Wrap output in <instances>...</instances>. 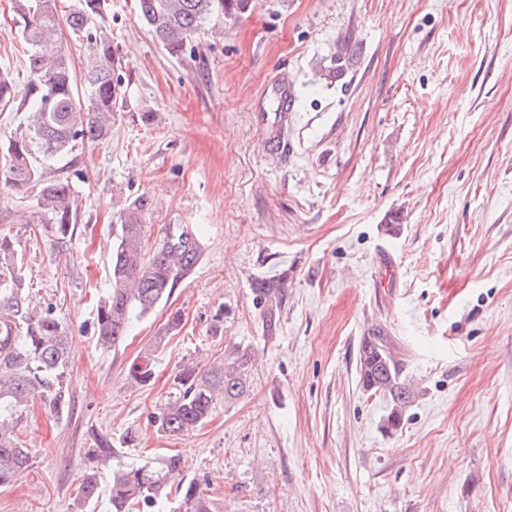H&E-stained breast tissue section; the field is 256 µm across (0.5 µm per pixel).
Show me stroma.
Returning a JSON list of instances; mask_svg holds the SVG:
<instances>
[{"instance_id":"1","label":"stroma","mask_w":512,"mask_h":512,"mask_svg":"<svg viewBox=\"0 0 512 512\" xmlns=\"http://www.w3.org/2000/svg\"><path fill=\"white\" fill-rule=\"evenodd\" d=\"M106 28L124 97L110 140L65 158L82 201L71 236L55 243L35 197L0 190V234L75 345L69 414L27 410L29 468L0 512H75L89 450L130 429L123 462L182 452L220 512H512V0H249L177 57L136 0H111ZM20 40L0 0V69L22 81ZM283 77L295 113L275 140ZM142 193L151 240L193 224L205 247L105 350L112 226ZM382 244L403 281L391 303L371 278ZM281 272L269 340L250 284ZM375 328L419 390L392 434L356 367ZM235 343L255 353L249 393L189 434L157 433L180 366ZM147 351L145 386L130 369Z\"/></svg>"}]
</instances>
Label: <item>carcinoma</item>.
Masks as SVG:
<instances>
[{"instance_id":"obj_1","label":"carcinoma","mask_w":512,"mask_h":512,"mask_svg":"<svg viewBox=\"0 0 512 512\" xmlns=\"http://www.w3.org/2000/svg\"><path fill=\"white\" fill-rule=\"evenodd\" d=\"M13 21L21 37L20 63L26 80L19 84L0 71V104L27 113L21 131L0 144V189L19 198L36 193L48 214L45 228L63 240L78 221V202L69 177L50 174L39 158L64 156L78 147L105 142L112 132V116L122 98L114 80L117 64L105 21L108 0H76L66 24L88 46L82 75H77L62 41L57 0H11ZM249 0H137L138 15L155 40L171 55L184 53L192 37L213 16L243 12ZM150 198L141 194L119 210L112 225L110 289L97 309V345L103 349L121 343L133 320L168 301L177 280L197 264L203 243L186 224H170L165 236L147 247L145 215ZM14 242L0 238V487L16 483L29 467L30 453L16 433L32 402L37 401L60 420L69 414V378L73 337L54 314L53 307L32 303L16 260ZM288 273L258 277L251 283L266 338L279 329L280 310L287 295ZM365 391L387 399L386 428L396 430L416 398L403 377L404 364L381 331L365 337L357 359ZM252 352L235 345L210 365L192 362L180 366L174 381L178 393L150 417L157 431L170 436L189 433L207 423L217 404L231 405L250 387ZM134 379L152 378L149 356L132 365ZM92 470L78 489L82 509L98 506L99 473L110 472L107 504L110 512H162L173 498L172 512H216L215 499L195 480L185 476L180 454L154 464L127 466L120 462L112 440L103 439L92 451Z\"/></svg>"}]
</instances>
